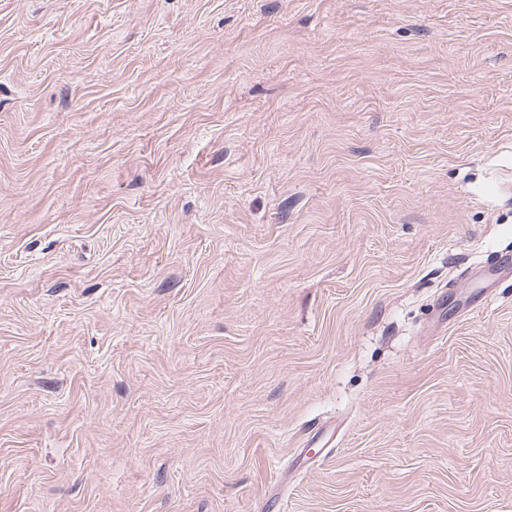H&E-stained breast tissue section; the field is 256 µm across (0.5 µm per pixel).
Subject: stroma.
I'll return each mask as SVG.
<instances>
[{
  "mask_svg": "<svg viewBox=\"0 0 512 512\" xmlns=\"http://www.w3.org/2000/svg\"><path fill=\"white\" fill-rule=\"evenodd\" d=\"M508 250L512 0H0V512H512ZM512 272V255L507 252L500 254L496 265L491 267L477 268L473 271L477 278L485 282L484 288H493L497 279L502 275Z\"/></svg>",
  "mask_w": 512,
  "mask_h": 512,
  "instance_id": "obj_1",
  "label": "stroma"
}]
</instances>
